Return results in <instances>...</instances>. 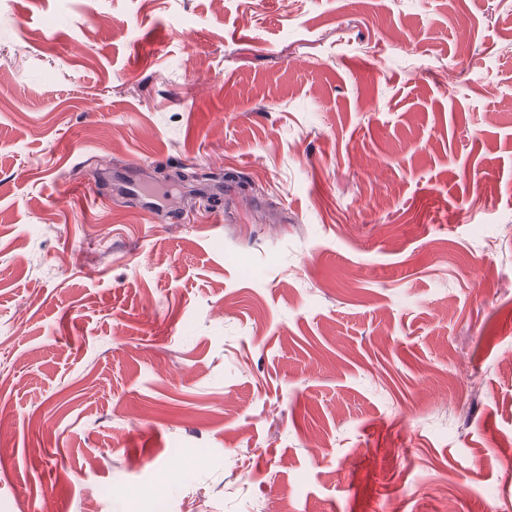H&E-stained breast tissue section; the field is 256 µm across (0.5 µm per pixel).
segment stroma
Listing matches in <instances>:
<instances>
[{
  "instance_id": "stroma-1",
  "label": "stroma",
  "mask_w": 512,
  "mask_h": 512,
  "mask_svg": "<svg viewBox=\"0 0 512 512\" xmlns=\"http://www.w3.org/2000/svg\"><path fill=\"white\" fill-rule=\"evenodd\" d=\"M1 398L0 512H512V0H0Z\"/></svg>"
}]
</instances>
